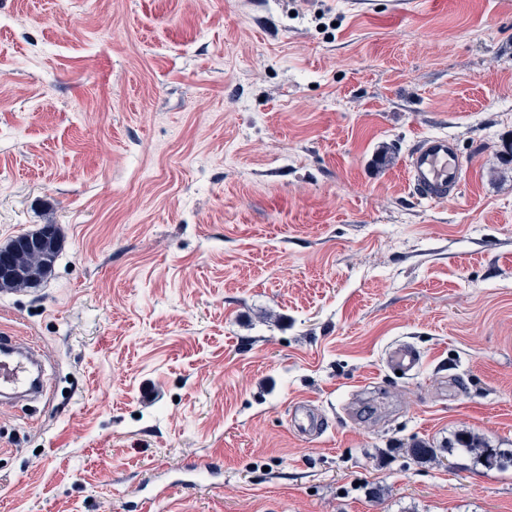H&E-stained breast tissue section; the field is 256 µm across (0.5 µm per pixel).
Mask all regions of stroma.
<instances>
[{"mask_svg":"<svg viewBox=\"0 0 512 512\" xmlns=\"http://www.w3.org/2000/svg\"><path fill=\"white\" fill-rule=\"evenodd\" d=\"M431 135L445 203L407 180ZM511 148L512 0H0V247L60 239L0 290L46 355L0 512H145L198 456L224 484L181 512H512L448 446L512 450ZM408 182L414 193L427 202H447L460 188V165L453 142L447 137L417 141L407 162ZM43 227L54 229L53 233L46 236L39 244L21 246L13 255L12 262L24 272H32L39 276L38 282L31 284L27 278H21L11 285H5L6 290H17L29 288L39 283L51 271L58 256V234L57 228L53 224H46ZM41 228L35 234L47 233V230ZM389 366L393 369L410 373L415 371L422 362L421 353L410 345H402L389 353Z\"/></svg>","mask_w":512,"mask_h":512,"instance_id":"stroma-1","label":"stroma"}]
</instances>
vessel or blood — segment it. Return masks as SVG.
<instances>
[{
    "instance_id": "vessel-or-blood-1",
    "label": "vessel or blood",
    "mask_w": 512,
    "mask_h": 512,
    "mask_svg": "<svg viewBox=\"0 0 512 512\" xmlns=\"http://www.w3.org/2000/svg\"><path fill=\"white\" fill-rule=\"evenodd\" d=\"M408 182L414 193L427 202L453 199L460 188V165L454 146L445 137L418 140L407 162ZM420 352L410 345L392 350L391 368L410 373L421 364ZM45 392L42 360L34 345L10 334L0 335V403L41 397Z\"/></svg>"
}]
</instances>
